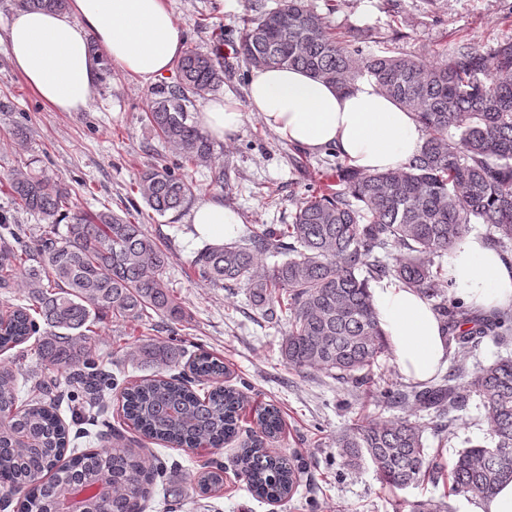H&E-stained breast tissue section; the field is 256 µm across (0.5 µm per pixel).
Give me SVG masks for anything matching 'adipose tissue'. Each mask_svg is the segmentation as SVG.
Returning <instances> with one entry per match:
<instances>
[{"instance_id": "obj_1", "label": "adipose tissue", "mask_w": 512, "mask_h": 512, "mask_svg": "<svg viewBox=\"0 0 512 512\" xmlns=\"http://www.w3.org/2000/svg\"><path fill=\"white\" fill-rule=\"evenodd\" d=\"M1 42L14 71L54 112L87 109L99 86L101 58L147 81L170 71L186 51L185 29L167 0H69L62 13L19 11L0 30ZM248 99L251 111L282 140L311 152L334 148L348 165L366 173L399 167L424 142L412 113L367 80L344 92L299 69L258 67ZM239 119L237 107L221 98L209 100L198 115L201 127L216 139ZM191 222L200 238L220 244L239 217L211 199L195 206ZM445 270L457 296L471 307L489 313L512 305V260L483 235L466 236ZM371 296L406 377L425 381L447 366L451 350L428 300L385 281Z\"/></svg>"}]
</instances>
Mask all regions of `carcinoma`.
<instances>
[{
	"instance_id": "1",
	"label": "carcinoma",
	"mask_w": 512,
	"mask_h": 512,
	"mask_svg": "<svg viewBox=\"0 0 512 512\" xmlns=\"http://www.w3.org/2000/svg\"><path fill=\"white\" fill-rule=\"evenodd\" d=\"M18 9L63 12L68 0H14ZM288 16V25L280 19ZM235 54L251 67L301 69L346 91L365 78L414 114L425 140L400 167L367 174L341 162L308 191L286 224H255L247 238L207 245L190 262L194 278L215 288L244 286L253 306L283 319L280 353L296 370L318 369L361 389L387 350L373 307L370 282L384 279L435 301L448 341L476 347L490 336L512 342V308L488 316L450 292L452 283L433 257L455 248L471 224L493 228L494 245L512 247V39L492 45L458 42L436 60L413 55H361L336 37L329 18L308 0H281L269 9L252 0ZM220 52L189 49L176 64L177 80L156 91L147 115L179 157L176 168L154 163L138 175L137 193L158 216L184 212L195 199L194 176L205 167L215 185L214 144L190 121L196 102L224 84ZM16 209L47 224L31 241L22 228L0 236V289H26L28 303L0 311V352L43 333L35 352L44 366L27 394L15 372L0 367V486L21 495L17 512H56V502L80 488L83 512H132L165 477L134 449L68 448L69 431L56 413L64 400L101 407L120 390L123 418L141 436L179 447L220 449L239 432L243 393L220 382L224 361L202 352L190 364L206 394L178 376L144 377L120 386L92 348L93 327L107 319L142 325L153 315L180 321L183 302L164 279L168 251L142 224L109 209L75 210L70 192L31 168L8 179ZM66 219V230L59 220ZM285 259L263 272L258 256ZM144 365L176 368L177 343L138 348ZM481 396L494 446L473 445L451 463L424 448L418 423L399 418L357 423L336 438L343 466L369 460L392 491L443 481L448 494L488 496L512 481V357L468 374L457 368L383 398L427 415L462 410L468 393ZM260 435L238 449L237 465L252 491L270 501L293 495L299 468L273 456L266 443L280 434V411L256 410ZM224 484L213 462L197 476L198 492Z\"/></svg>"
}]
</instances>
